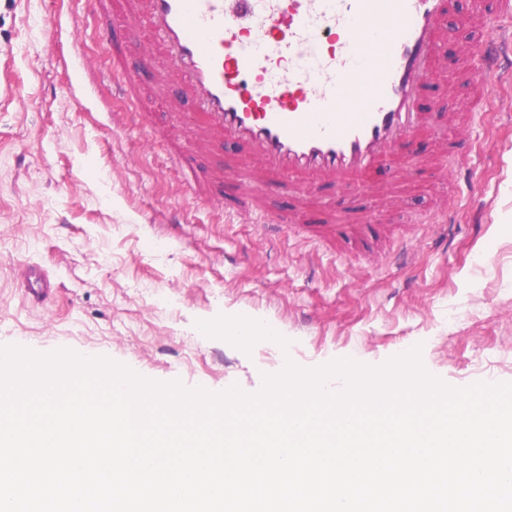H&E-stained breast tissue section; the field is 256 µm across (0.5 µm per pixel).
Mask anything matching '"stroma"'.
Returning a JSON list of instances; mask_svg holds the SVG:
<instances>
[{
	"instance_id": "1",
	"label": "stroma",
	"mask_w": 512,
	"mask_h": 512,
	"mask_svg": "<svg viewBox=\"0 0 512 512\" xmlns=\"http://www.w3.org/2000/svg\"><path fill=\"white\" fill-rule=\"evenodd\" d=\"M124 22L104 30L88 0H0V346L247 394L289 363L379 367L415 348L449 387L512 383V71L490 78L479 125L446 155L414 138L387 203L323 186L300 213L283 188L259 224L232 191L183 192L185 166L207 183L234 146L185 151L154 82L135 102L115 95L114 58L145 55ZM462 95L445 72L419 106L444 132ZM435 154L437 169L417 167ZM329 206L353 222L327 241L297 233ZM32 264L55 288L43 304L21 283ZM255 317L276 343L224 335Z\"/></svg>"
}]
</instances>
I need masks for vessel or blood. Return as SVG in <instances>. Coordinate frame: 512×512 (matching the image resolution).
Listing matches in <instances>:
<instances>
[{
	"label": "vessel or blood",
	"mask_w": 512,
	"mask_h": 512,
	"mask_svg": "<svg viewBox=\"0 0 512 512\" xmlns=\"http://www.w3.org/2000/svg\"><path fill=\"white\" fill-rule=\"evenodd\" d=\"M446 0H127L132 35L148 36L163 73L198 103L184 124L215 149L233 142L246 163L229 168L239 192L260 202L285 180L310 191L349 187L391 158L427 122L424 81L446 68ZM512 28L485 41L478 65L461 59L476 100L455 115L475 128L486 77L499 73ZM38 300L53 290L25 273Z\"/></svg>",
	"instance_id": "1"
}]
</instances>
